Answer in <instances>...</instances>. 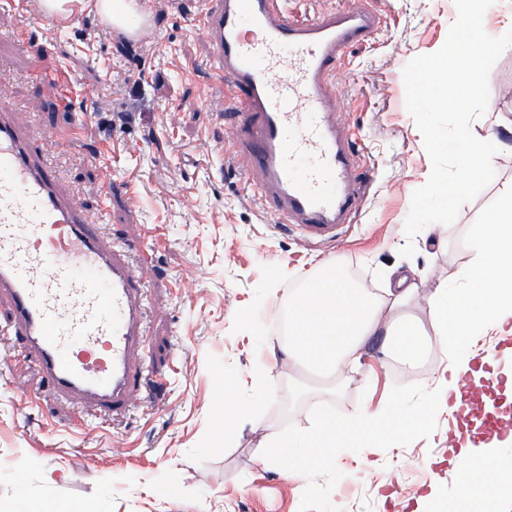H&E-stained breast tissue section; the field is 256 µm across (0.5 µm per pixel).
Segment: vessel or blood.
Here are the masks:
<instances>
[{"instance_id": "1", "label": "vessel or blood", "mask_w": 512, "mask_h": 512, "mask_svg": "<svg viewBox=\"0 0 512 512\" xmlns=\"http://www.w3.org/2000/svg\"><path fill=\"white\" fill-rule=\"evenodd\" d=\"M128 2L123 19L101 16L98 25L121 41L152 39L150 0ZM199 24L215 75L243 111L258 196L306 241L338 239L355 223L369 183L358 170L360 145L325 100L342 51L377 33L374 16L361 8L304 20L288 0H210ZM139 287L122 252L60 204L31 139L0 122V294L9 330L55 395L107 415L125 411L143 380Z\"/></svg>"}]
</instances>
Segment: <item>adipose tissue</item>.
<instances>
[{
	"instance_id": "1",
	"label": "adipose tissue",
	"mask_w": 512,
	"mask_h": 512,
	"mask_svg": "<svg viewBox=\"0 0 512 512\" xmlns=\"http://www.w3.org/2000/svg\"><path fill=\"white\" fill-rule=\"evenodd\" d=\"M469 236L475 252L465 271L464 284L451 288L435 285L432 300L438 314L435 333L469 344L480 327L512 314V185L501 192L498 205L486 221L471 225ZM411 288H399L388 297H372L325 273L311 279L296 301L289 322L288 342L279 344L281 357L304 361L323 374H335L357 361L378 329L395 335L387 318L391 307L405 304ZM379 416L355 410L347 420H324L306 437L308 448H348L358 431L374 432Z\"/></svg>"
}]
</instances>
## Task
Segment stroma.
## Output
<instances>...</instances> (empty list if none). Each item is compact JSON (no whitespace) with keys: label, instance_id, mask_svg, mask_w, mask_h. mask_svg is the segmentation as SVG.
Here are the masks:
<instances>
[{"label":"stroma","instance_id":"35a3bbf8","mask_svg":"<svg viewBox=\"0 0 512 512\" xmlns=\"http://www.w3.org/2000/svg\"><path fill=\"white\" fill-rule=\"evenodd\" d=\"M84 0L70 28L35 23L39 0L0 7V100L9 121L36 137L67 200L107 243L129 247L141 284L139 361L145 377L124 414L111 417L55 396L20 339L0 335V507L61 501L97 512H436L456 499L467 465L460 449L488 443L481 428L494 382L512 373V315L458 352L434 333V285H459L473 251L468 227L483 222L512 183V51L489 75L490 99L470 130L491 142L494 177L449 225L432 223L407 239L415 190L432 169L406 107L403 70L439 50L454 0H292L299 15L367 5L380 21L374 39L345 48L329 101L346 129L364 137L360 159L370 192L343 240L312 245L283 231L247 187L239 112L206 66L209 42L196 19L206 0H153L154 41H115ZM51 60L58 78L36 65ZM131 113L127 130L102 128ZM93 121L75 138L78 113ZM413 242L412 257L401 256ZM354 270L357 285L385 294L401 278L418 289L405 313L426 345L414 360L384 334L359 363L323 377L274 358L269 343L297 287L322 273ZM469 362L460 386L474 385L471 408L449 409L443 382ZM244 407L225 440V399ZM414 417L415 431L378 432L365 447L304 471L301 447L285 439L314 431L325 417L390 407Z\"/></svg>","mask_w":512,"mask_h":512}]
</instances>
